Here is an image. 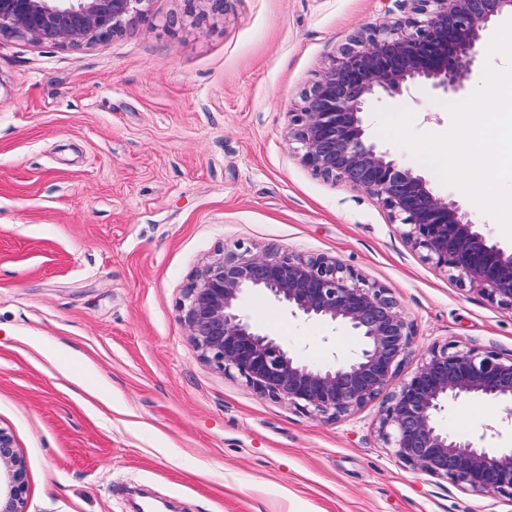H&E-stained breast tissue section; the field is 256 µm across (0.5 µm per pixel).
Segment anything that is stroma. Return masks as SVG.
Instances as JSON below:
<instances>
[{
  "label": "stroma",
  "mask_w": 512,
  "mask_h": 512,
  "mask_svg": "<svg viewBox=\"0 0 512 512\" xmlns=\"http://www.w3.org/2000/svg\"><path fill=\"white\" fill-rule=\"evenodd\" d=\"M411 0H151L129 30L60 48L0 38V425L27 470L25 512H512L404 464L381 401L338 421L258 395L202 359L180 319L195 271L237 241L325 255L388 288L415 327L397 381L431 348L512 356V310L427 262L369 193L306 167L303 93L362 30ZM449 97L373 100L421 133ZM307 359L355 337L250 298ZM81 376L86 390L71 382ZM443 424H512L462 402Z\"/></svg>",
  "instance_id": "obj_1"
}]
</instances>
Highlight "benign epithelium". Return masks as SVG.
Listing matches in <instances>:
<instances>
[{"instance_id": "7a95c632", "label": "benign epithelium", "mask_w": 512, "mask_h": 512, "mask_svg": "<svg viewBox=\"0 0 512 512\" xmlns=\"http://www.w3.org/2000/svg\"><path fill=\"white\" fill-rule=\"evenodd\" d=\"M150 0H0V37L57 47L109 38L148 13ZM412 15L354 40L313 83L293 113L301 160L326 180L375 196L405 226L426 260L446 269L492 303L512 306V248L495 241L458 201L370 141L368 104L423 87L464 95L483 33L512 16V0H412ZM263 296L295 318L341 328L358 349L331 364L307 361L254 324L246 298ZM181 321L201 356L236 374L258 394L309 415L340 420L382 394L408 355L413 324L386 288L328 256L255 252L237 243L201 265L181 305ZM478 402L512 420V357L490 351L433 348L387 397L379 433L409 466L461 488L512 499V448L479 444L451 430L443 413ZM23 456L0 426V512H25Z\"/></svg>"}]
</instances>
